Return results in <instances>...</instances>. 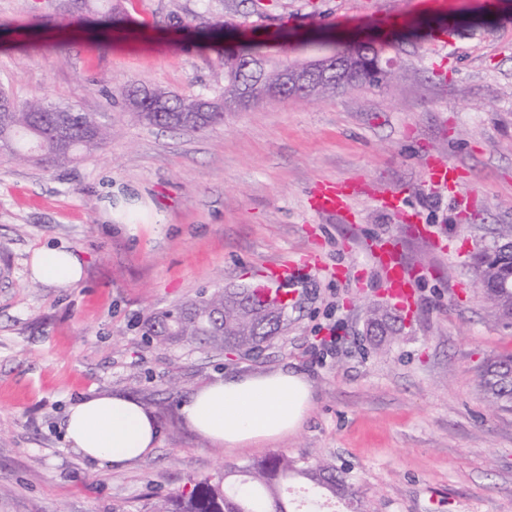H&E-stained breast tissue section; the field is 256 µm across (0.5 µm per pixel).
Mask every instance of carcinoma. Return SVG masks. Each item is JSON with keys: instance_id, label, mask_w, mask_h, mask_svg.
Returning <instances> with one entry per match:
<instances>
[{"instance_id": "cac0c4a2", "label": "carcinoma", "mask_w": 512, "mask_h": 512, "mask_svg": "<svg viewBox=\"0 0 512 512\" xmlns=\"http://www.w3.org/2000/svg\"><path fill=\"white\" fill-rule=\"evenodd\" d=\"M75 10L87 12L83 20L91 27L106 32L122 21L120 10L111 0H71ZM224 75L221 94L207 101L187 100L180 96L153 91L156 98L168 104L167 112L141 110L143 86L131 83L118 93L138 118L153 126L199 131L224 122V112L236 107H249L285 99L288 94H271L280 83V73L290 64L271 51V46L241 42L226 48L221 37L211 39ZM304 59L344 58L354 62L350 86L378 81L382 70L363 68L366 58L377 57L367 49H355L333 41L305 42L299 46ZM261 58L265 68L250 77L241 72L246 58ZM254 80L258 94L245 101L239 84ZM206 111H201L202 107ZM110 136V124L95 115L77 112L68 106H50L37 99L19 107H0V148L20 161L47 165L66 164L80 153H90L102 146ZM474 271L479 288L497 308L512 309V291L497 287L504 277L512 276V252L478 254ZM288 321V304L274 294H261L255 288H218L206 297L180 307L153 314L146 322V334L159 345L183 343L199 349L252 352L279 333ZM398 332L396 317L390 313L370 322V335L385 336ZM478 387L491 403L512 405V354L491 358L480 369ZM300 480L316 498L342 504L348 512H361L354 486L336 467L325 462L300 464L285 453L253 460L246 465H226L224 471L196 482L187 492L162 499L152 512H289L288 501L281 495L284 484Z\"/></svg>"}]
</instances>
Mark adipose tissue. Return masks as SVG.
Masks as SVG:
<instances>
[{"mask_svg": "<svg viewBox=\"0 0 512 512\" xmlns=\"http://www.w3.org/2000/svg\"><path fill=\"white\" fill-rule=\"evenodd\" d=\"M35 280L70 287L83 277L80 255L42 248L31 260ZM311 381L281 368L259 375L216 377L198 388L181 406L185 423L199 435L227 447L270 440L296 430L312 406ZM64 437L84 459L122 469L155 448L157 419L132 397L91 395L69 405Z\"/></svg>", "mask_w": 512, "mask_h": 512, "instance_id": "ef3b65f1", "label": "adipose tissue"}]
</instances>
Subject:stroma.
Returning <instances> with one entry per match:
<instances>
[{
    "label": "stroma",
    "mask_w": 512,
    "mask_h": 512,
    "mask_svg": "<svg viewBox=\"0 0 512 512\" xmlns=\"http://www.w3.org/2000/svg\"><path fill=\"white\" fill-rule=\"evenodd\" d=\"M121 0L127 23L93 34L54 0H0V87L108 118L110 139L67 166L0 151V512H152L161 498L275 453L326 461L365 512H512V410L477 382L512 353V326L480 291L479 250L512 225V0ZM287 46L366 32L378 83L326 98L228 112L204 131L143 124L117 88L140 82L184 98L218 95L215 52L183 22ZM451 29L452 42L437 41ZM463 175L460 194L427 184L428 158ZM406 190L431 235L368 195L342 219L310 207L325 179ZM394 238L419 270L417 305L393 336L369 335L393 309L372 245ZM82 257L80 283L33 281L32 254ZM291 261L288 324L260 353L158 345L152 313L216 288L258 283ZM291 368L313 384L294 433L227 448L180 407L215 375ZM120 392L148 406L161 435L123 469L94 466L64 441L65 408Z\"/></svg>",
    "instance_id": "obj_1"
}]
</instances>
